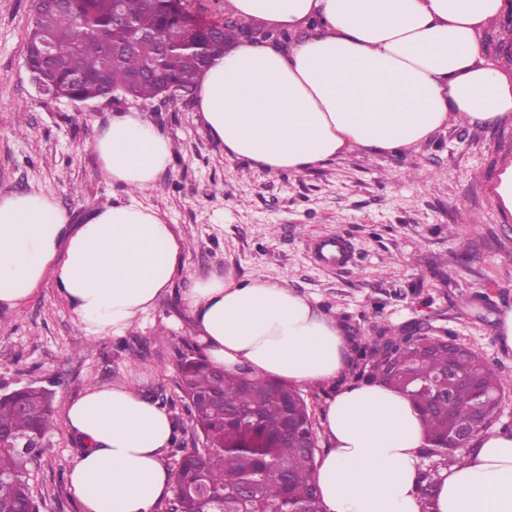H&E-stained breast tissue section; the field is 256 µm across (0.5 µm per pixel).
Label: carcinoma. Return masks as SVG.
Listing matches in <instances>:
<instances>
[{
    "label": "carcinoma",
    "instance_id": "obj_1",
    "mask_svg": "<svg viewBox=\"0 0 512 512\" xmlns=\"http://www.w3.org/2000/svg\"><path fill=\"white\" fill-rule=\"evenodd\" d=\"M124 15L148 26L153 42L136 46L130 32L111 25L112 0H67L62 12L45 10L35 19L26 45L27 66L42 72L54 95L76 102L107 98L148 67L175 88L170 99L193 92L206 67L198 51L168 52L191 42L218 41L229 46L242 24L206 22L184 14L181 0H121ZM57 41L78 58L86 79L76 82L63 64L50 65L32 52L38 41ZM159 83L143 77L132 85L135 98L153 100ZM462 377L480 372L490 386L504 390L500 372L477 353L457 344L414 333L382 336L372 359L359 372L368 383L383 382L404 391L420 410L426 428L425 454L435 467L456 460L459 448L448 444V423L468 416L471 392L464 384L448 391V371ZM179 389L192 416L200 445L182 449L174 471L177 512H323L314 481L316 461L307 458L314 435L311 413L300 389L244 370L220 372L190 353L181 355ZM26 410L0 401V428L43 438L55 427L52 396L44 387L24 386ZM39 448L0 447V512L25 500L36 508L28 475ZM254 486L240 497L244 483Z\"/></svg>",
    "mask_w": 512,
    "mask_h": 512
}]
</instances>
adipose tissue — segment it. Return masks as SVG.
<instances>
[{
  "mask_svg": "<svg viewBox=\"0 0 512 512\" xmlns=\"http://www.w3.org/2000/svg\"><path fill=\"white\" fill-rule=\"evenodd\" d=\"M246 21L296 33L288 48L242 37L198 80L196 107L228 158L302 173L359 147L399 153L449 121L512 118V74L481 43L504 0H228ZM103 178L126 189L72 222L53 194L0 192V307L53 281L87 336L123 335L170 288L186 244L143 196L171 162L169 139L119 112L94 141ZM204 358L227 370L328 385V446L315 473L325 512H512V431L481 432L421 493L425 427L408 396L340 383L347 340L307 297L262 277H211L188 297ZM84 450L68 473L81 512H155L174 494L177 435L160 403L123 383L66 405Z\"/></svg>",
  "mask_w": 512,
  "mask_h": 512,
  "instance_id": "ef3b65f1",
  "label": "adipose tissue"
}]
</instances>
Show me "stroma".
Segmentation results:
<instances>
[{
	"label": "stroma",
	"instance_id": "1",
	"mask_svg": "<svg viewBox=\"0 0 512 512\" xmlns=\"http://www.w3.org/2000/svg\"><path fill=\"white\" fill-rule=\"evenodd\" d=\"M34 0H0V192L52 193L73 218L120 196L92 144L112 113H139L169 137L173 159L146 201L187 244L184 265L156 304L121 336L89 338L52 281L23 305L0 307V391L25 385L54 393L57 429L28 476L39 512H80L67 474L81 445L63 421L66 403L94 385L125 382L160 402L178 428L165 462L197 435L181 402V353L202 352L187 298L212 276L262 274L316 301L343 328L345 379L378 337L424 328L478 352L503 376L495 427L512 430V350L495 318L512 307V217L490 185L512 160V120L453 123L400 154L352 148L304 173L267 172L227 159L193 99L75 107L37 92L25 65ZM486 52L512 70V0L482 33ZM347 238L352 259L319 264L312 244Z\"/></svg>",
	"mask_w": 512,
	"mask_h": 512
}]
</instances>
